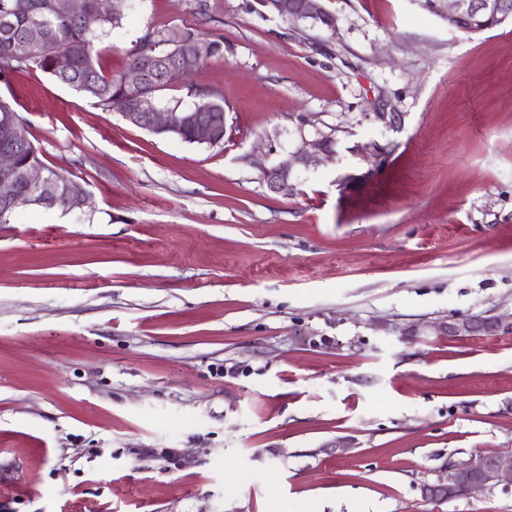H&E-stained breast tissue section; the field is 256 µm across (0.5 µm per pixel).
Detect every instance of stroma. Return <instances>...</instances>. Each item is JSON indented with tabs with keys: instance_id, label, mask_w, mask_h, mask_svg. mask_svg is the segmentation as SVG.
Masks as SVG:
<instances>
[{
	"instance_id": "stroma-1",
	"label": "stroma",
	"mask_w": 512,
	"mask_h": 512,
	"mask_svg": "<svg viewBox=\"0 0 512 512\" xmlns=\"http://www.w3.org/2000/svg\"><path fill=\"white\" fill-rule=\"evenodd\" d=\"M323 5L335 28L125 0L95 42L110 74L152 28L223 43L190 78L224 98L216 146L36 68L0 82L90 196L0 224V512H512L510 489L420 493L448 462L512 455V329L371 327L512 314V24ZM319 132L335 157L270 191L259 166ZM512 326V315L510 316H492L484 318L457 317L452 319H439L428 321L418 326L402 327L397 323L388 326L387 323L380 325L388 332L401 336V339H407L405 336H475L478 334L493 335L500 330Z\"/></svg>"
}]
</instances>
